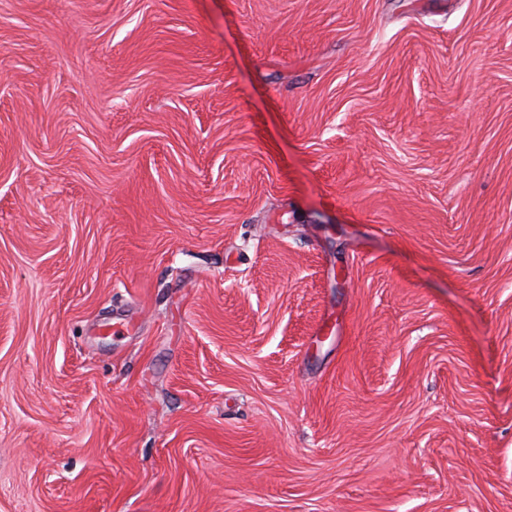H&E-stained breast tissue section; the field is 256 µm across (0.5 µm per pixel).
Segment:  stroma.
<instances>
[{
    "mask_svg": "<svg viewBox=\"0 0 512 512\" xmlns=\"http://www.w3.org/2000/svg\"><path fill=\"white\" fill-rule=\"evenodd\" d=\"M0 512H512V0H0Z\"/></svg>",
    "mask_w": 512,
    "mask_h": 512,
    "instance_id": "stroma-1",
    "label": "stroma"
}]
</instances>
